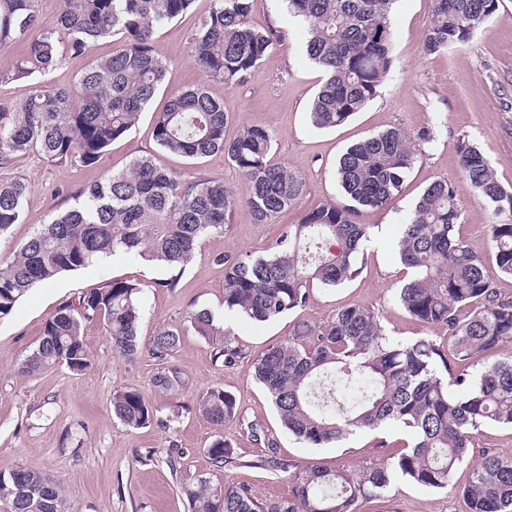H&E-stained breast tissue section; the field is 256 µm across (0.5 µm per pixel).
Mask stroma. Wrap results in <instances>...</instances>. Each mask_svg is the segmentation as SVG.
Returning a JSON list of instances; mask_svg holds the SVG:
<instances>
[{"mask_svg": "<svg viewBox=\"0 0 512 512\" xmlns=\"http://www.w3.org/2000/svg\"><path fill=\"white\" fill-rule=\"evenodd\" d=\"M212 5V0H194L186 15L158 32L156 49L168 65L165 86L135 127L113 142L97 163L61 166L30 152L0 165V180L18 179L29 187L21 222L0 239V269L38 224L72 206L75 195L104 174L121 170L143 155H152L167 172L184 178L202 173L224 180L239 199L249 196V182L224 154L193 165L158 149L153 135L155 115L174 90L206 84L210 94L223 101L229 116L226 137L251 126L266 128L274 137L271 162L290 167L305 181L297 204L272 222H256L242 207L223 233L203 238L175 290L159 285L169 277V270L148 265L133 254H118L30 289L12 314L0 319V471L21 466L51 477L62 487L63 512H190L182 487L199 478L209 480L214 488L246 486L266 498L286 497L288 474L250 465L266 452L265 445L252 437L255 428L275 438L283 456L332 468L358 471L402 452L409 437L390 423L322 447L296 440L282 427L270 398L255 380L252 362L267 346L287 341L297 324L323 327L339 308L353 303L374 309L386 334L395 340L428 337L447 346V330L415 320L397 301V291L407 280L397 247L402 225L434 181L445 179L457 186L462 205L460 233L484 259L494 288L512 298V277L498 271L491 241L492 224L512 217L494 215L466 183L455 149L459 138L475 142L490 160L498 181L512 188V0H500L498 11L467 43L433 55L420 51L432 21V0H397L390 14L394 66L379 96L346 123L328 130L314 128L308 120L322 73L307 57L299 21L288 15L280 0L254 2V25L272 26L279 37L247 81L228 87L206 80L193 60L189 33ZM393 128L412 136L430 129L435 138L425 145L400 191L384 208H357L356 222L371 227V239L356 257L358 276L333 289L311 285L304 307L267 322L227 318L231 343L244 352L234 364L216 360L207 342L186 331L168 362L181 370L187 387L180 396H169L152 384L160 367L158 359L145 351L131 360L121 357L100 323L92 321L84 333L92 355L87 370L76 374L55 365L33 374L20 371L22 359L59 307L77 303L82 292L114 278L146 286L139 324L144 344L160 328L185 324L192 307L223 314L224 268L217 264V257L268 255L286 225L297 223L304 212L327 202L347 203L336 175L340 156L370 134ZM217 386L235 396L240 412L239 420L221 431L197 408L199 395ZM125 388L144 395L157 412L156 421L129 429L113 417L112 394ZM174 411L179 414L177 421L167 423ZM220 435L231 443L238 459L218 470L206 450ZM173 448L184 451L175 469L167 463ZM468 480V465L457 469L443 491L398 479L391 489V502L362 499L355 512H385L389 507L396 512H466L460 489Z\"/></svg>", "mask_w": 512, "mask_h": 512, "instance_id": "35a3bbf8", "label": "stroma"}]
</instances>
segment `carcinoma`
I'll use <instances>...</instances> for the list:
<instances>
[{
	"label": "carcinoma",
	"mask_w": 512,
	"mask_h": 512,
	"mask_svg": "<svg viewBox=\"0 0 512 512\" xmlns=\"http://www.w3.org/2000/svg\"><path fill=\"white\" fill-rule=\"evenodd\" d=\"M210 13L191 34L193 58L211 81L228 87L244 83L268 55L275 31L255 27L254 0H212ZM288 14L303 23L305 50L322 72L309 120L331 129L374 100L393 64L389 15L396 0H283ZM433 20L422 43L425 55L469 41L497 11L499 0H433ZM38 0H0V49L15 43L25 55L0 68V82L28 80L21 103L0 99V163L36 151L55 164L91 166L106 148L127 135L141 112L165 84L167 65L154 45L155 32L186 14L193 0H64L54 27L37 29ZM121 36L123 47L94 59L65 87L41 80L68 56H86L99 40ZM224 103L205 86L170 93L156 114L157 146L190 160L222 152L251 185L242 201L224 181L201 174L181 178L158 168L149 156L133 159L118 172L80 193L68 209L38 228L0 270V319L8 316L32 287L118 253L173 272L161 283L179 284L199 241L224 232L241 206L259 223L294 205L304 190L302 178L285 165H272L273 136L248 127L225 137ZM429 129L411 137L400 130L373 134L339 158L337 175L350 205L325 203L286 227L268 257L223 256L224 314L266 322L303 307L310 285L338 287L355 277L356 255L371 228L354 220L355 206H384L399 191L421 147L433 141ZM456 152L466 182L496 215L512 213V191L496 178L478 146L458 139ZM28 186L0 181V238L23 215ZM462 207L457 187L432 182L407 217L399 241L401 263L412 276L398 300L415 319L448 329V350L429 338L413 343L391 339L378 314L362 304L339 309L321 329L301 325L286 342L273 344L253 359L254 375L268 394L282 426L296 439L321 446L393 423L414 442L396 457L371 463L359 472L300 464L281 456L277 441H263L268 453L245 465L291 476L288 497L264 499L247 487H210L199 479L183 486L191 512H355L363 498L387 500L402 478L445 490L468 458L474 432L488 423L512 426V361H501L472 375L454 369L476 366L484 353L512 343V298L492 287L484 261L460 235ZM499 272L512 276V223L492 225ZM143 287L114 279L83 293L78 304L60 308L23 359L21 371L33 374L64 365L86 370L91 355L83 339L86 323L99 321L121 356L145 349L166 360L181 343V330L162 328L146 347L138 340ZM479 302L466 321L459 308ZM186 322L212 345L214 356L230 364L241 356L230 346L224 318L194 307ZM154 386L170 396L186 387L185 378L166 365ZM199 410L218 430L240 419L236 398L221 387L202 394ZM112 415L128 428L147 426L153 408L136 389L112 394ZM217 468L236 459L218 437L207 448ZM468 512H512V453L489 454L471 469L462 489ZM13 512H61L62 489L49 477L22 468L0 472V502Z\"/></svg>",
	"instance_id": "cac0c4a2"
}]
</instances>
